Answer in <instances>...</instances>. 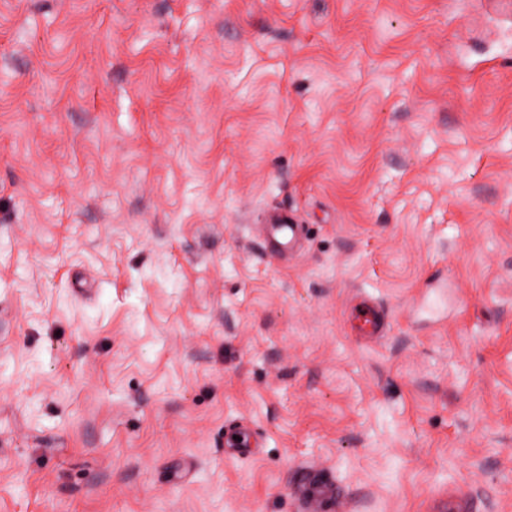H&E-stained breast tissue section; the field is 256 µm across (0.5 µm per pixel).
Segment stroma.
I'll return each mask as SVG.
<instances>
[{
	"instance_id": "35a3bbf8",
	"label": "stroma",
	"mask_w": 512,
	"mask_h": 512,
	"mask_svg": "<svg viewBox=\"0 0 512 512\" xmlns=\"http://www.w3.org/2000/svg\"><path fill=\"white\" fill-rule=\"evenodd\" d=\"M0 512H512V0H0ZM273 224H267L269 244H277L284 249L293 250L300 240L301 228L299 224L285 223L282 216L274 219Z\"/></svg>"
}]
</instances>
